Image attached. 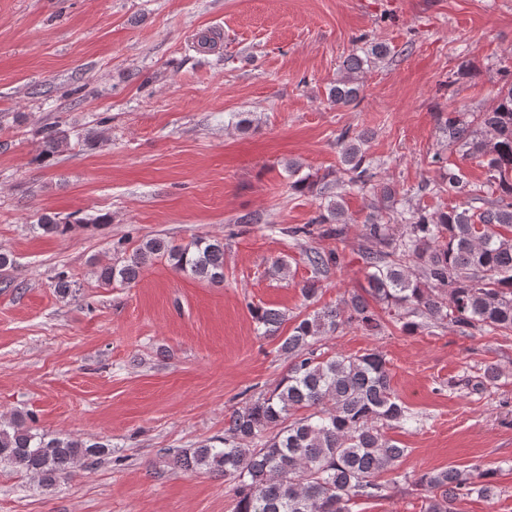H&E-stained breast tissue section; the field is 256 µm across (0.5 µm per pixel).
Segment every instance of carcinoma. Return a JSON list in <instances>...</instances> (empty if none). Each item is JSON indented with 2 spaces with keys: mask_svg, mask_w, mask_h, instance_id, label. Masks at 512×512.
<instances>
[{
  "mask_svg": "<svg viewBox=\"0 0 512 512\" xmlns=\"http://www.w3.org/2000/svg\"><path fill=\"white\" fill-rule=\"evenodd\" d=\"M390 48L370 45L349 54L340 76L329 88L330 100L350 105L360 98L361 75L385 58ZM502 84L493 105L478 114L450 111L437 120L448 134V146L462 157L481 158L486 181L471 183L462 170L447 167L436 193L461 202L446 210L398 208L392 190L376 183L365 138L350 129L336 137L347 185L373 190L364 224L362 248L367 287L345 300L344 310L325 309L302 319L280 344L288 367L268 394L234 410L224 422L220 445L203 444L174 456L186 471L220 472L229 484L234 512H352L361 500L389 496L396 484L426 491L423 512H454L455 503L472 493L493 498L494 469L448 468L417 474L400 473L397 462L407 449L389 439L386 430L422 425L390 386L387 364L377 351L361 355L318 354V343L344 325L379 333L384 324L376 312L394 314L403 330L426 327L421 319L448 323L464 334L512 331V67H501ZM42 155L50 158L67 145L64 131L44 130ZM292 188H319V212L289 233L308 236L310 226L325 224L326 235L339 237L347 223L339 179L330 174H300ZM82 219L63 221L43 216L33 228L44 236L64 235ZM162 257L178 273L224 283V242L199 236L187 244L150 238L129 258L101 265L98 281L111 286L136 281L143 265ZM310 264L327 269L338 263L332 252L313 251ZM253 318L270 335L283 315L258 308ZM300 408L311 413L295 417ZM106 444L38 432L21 418L0 422V465L32 474L49 487L73 475L82 458L103 455ZM388 473L391 478L381 479Z\"/></svg>",
  "mask_w": 512,
  "mask_h": 512,
  "instance_id": "obj_1",
  "label": "carcinoma"
}]
</instances>
